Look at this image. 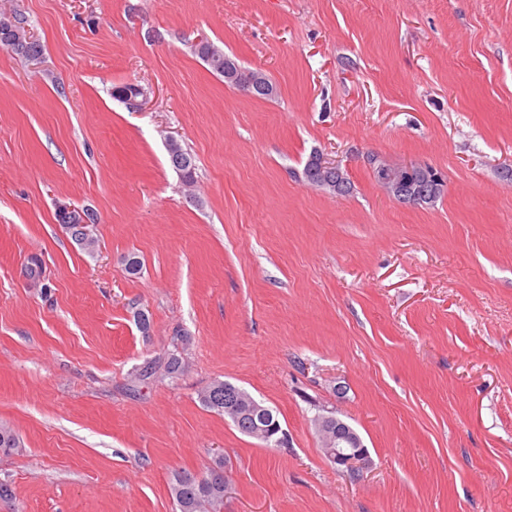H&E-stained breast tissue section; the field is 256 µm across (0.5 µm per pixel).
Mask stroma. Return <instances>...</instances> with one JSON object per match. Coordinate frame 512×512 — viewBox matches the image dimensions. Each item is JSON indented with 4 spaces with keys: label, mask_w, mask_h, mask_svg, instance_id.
Here are the masks:
<instances>
[{
    "label": "stroma",
    "mask_w": 512,
    "mask_h": 512,
    "mask_svg": "<svg viewBox=\"0 0 512 512\" xmlns=\"http://www.w3.org/2000/svg\"><path fill=\"white\" fill-rule=\"evenodd\" d=\"M0 5L43 48H0V425L22 445L0 512H173L172 473L219 456L223 512H512V0ZM203 37L275 96L228 86ZM316 153L350 194L307 184ZM372 156L443 193L393 200ZM62 205L96 214L94 252ZM216 380L287 444L205 408ZM321 414L363 475L325 458ZM224 387H230L234 391L235 397L233 401L238 398L237 401L233 403L232 407L226 410H224V400L227 399V396H224ZM199 400L206 408L228 417L242 434L269 443L264 438L258 437L255 427V423H259L258 411L264 409L275 421L262 427L264 430L260 432V435L275 444H278V441L281 439V437H279L280 434L284 435V430H282L281 426L278 424L280 421L277 414L274 413L272 409L258 402L245 390L231 383L223 380L211 382L199 392ZM326 454L337 469L352 471L368 465V451L357 431L337 416L316 421Z\"/></svg>",
    "instance_id": "35a3bbf8"
}]
</instances>
